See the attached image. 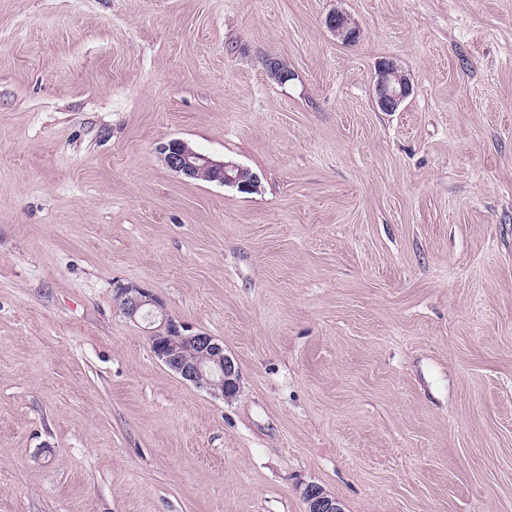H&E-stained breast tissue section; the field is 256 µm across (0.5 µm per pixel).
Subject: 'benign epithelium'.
Returning a JSON list of instances; mask_svg holds the SVG:
<instances>
[{"instance_id":"7a95c632","label":"benign epithelium","mask_w":512,"mask_h":512,"mask_svg":"<svg viewBox=\"0 0 512 512\" xmlns=\"http://www.w3.org/2000/svg\"><path fill=\"white\" fill-rule=\"evenodd\" d=\"M329 28L346 43L356 41L360 29L340 12L331 14ZM410 85L400 67L387 60L379 64L376 84L377 101L385 112H394L410 95ZM165 165L186 178L208 172L214 182L243 191L256 188L254 174L243 176L245 168L234 163L215 160L191 148L188 143L173 139L158 147ZM119 305L124 314L141 318L151 325L150 343L154 356L183 380L204 387L215 396L230 400L240 390V375L234 360L224 354V345L212 336L189 333L169 318L160 301L148 290L127 286L119 291ZM306 512H344L340 502L328 496L316 484H307L302 492Z\"/></svg>"}]
</instances>
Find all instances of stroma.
<instances>
[{
  "instance_id": "stroma-1",
  "label": "stroma",
  "mask_w": 512,
  "mask_h": 512,
  "mask_svg": "<svg viewBox=\"0 0 512 512\" xmlns=\"http://www.w3.org/2000/svg\"><path fill=\"white\" fill-rule=\"evenodd\" d=\"M129 285L223 343L235 398L155 359ZM308 483L512 512V0H0V512H305ZM327 23L329 28L336 34V37L340 38L343 42H355L360 35L358 26L347 15L340 12L332 13L328 17ZM410 91L405 74L394 61L387 60L379 64L376 92L378 105L383 111H396L410 95ZM157 150L165 165L185 178L191 179L200 176L202 172H208L211 179L220 185L237 187L243 191H252L256 188V175L248 174L245 179L244 167L234 162L215 160L195 151L182 140H170L161 144Z\"/></svg>"
}]
</instances>
